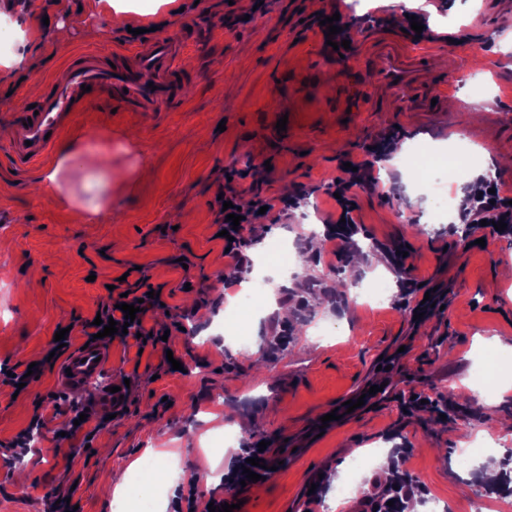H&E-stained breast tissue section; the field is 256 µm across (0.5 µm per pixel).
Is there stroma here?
<instances>
[{
  "mask_svg": "<svg viewBox=\"0 0 512 512\" xmlns=\"http://www.w3.org/2000/svg\"><path fill=\"white\" fill-rule=\"evenodd\" d=\"M135 27L154 25L187 43L176 67L187 81L184 101L154 116L111 112L98 104L76 113L65 132L84 153L68 187L78 200L99 203L93 220L78 218L42 182V168L23 170L0 140V366L23 372L40 363L38 379L23 392L0 382V512H44L48 500L65 495L80 512H114L112 475L145 456L177 447L179 469L210 462L215 496L241 497L242 512H319L306 489L322 482L335 494L354 452L398 444L397 466L412 480L416 499L425 495L468 512V474L458 432L474 435L491 424L488 401L475 398L453 419H436L402 407L399 394L446 396L449 386H472L482 339L512 345V275L501 270L512 259V236L485 228V246L461 239L447 221L430 223L429 201L413 197L402 172L389 170L372 193L356 190L358 242L375 245L389 290L380 305L358 297L323 299L322 290L353 263V251L334 255L322 241L305 252L312 270L302 286L281 288L277 303L294 320L277 315L257 333L265 357L243 358L226 346L224 273L228 259L216 238L217 194L235 188L243 202L298 196L288 214L271 212L264 237L246 227V252L262 260L267 246L284 242L302 251L308 225L335 219L328 186L340 177L337 151L364 156L380 134L401 126L414 146L460 145L468 153L487 148L505 163L495 175L512 187V108L484 112L479 102L507 94L512 70L492 74L489 57L512 60V0H426L421 23L439 46L428 63L445 76L449 53L464 60L448 101L468 107L441 112H379L387 90L351 96L350 65L326 60L316 50L312 19L329 0H172L153 8ZM394 0H359L345 7L363 32L387 27L398 35ZM243 18L228 29L226 16ZM0 17L19 37L12 49L21 64H0V128L12 113L38 101L46 79L68 58L92 47L120 46L126 25L92 0H0ZM63 36H56V29ZM287 118L285 133L276 123ZM140 268L163 305L147 326L166 331L165 346L143 353L120 340L107 345L111 368L93 389L69 394L56 384L60 360L49 359L59 328L72 326V346L84 343L83 320L108 299L107 283ZM416 280L434 292L441 307L412 320L415 305L404 284ZM289 325L287 346L271 350L277 331ZM216 328L210 342L200 341ZM183 368L161 369L165 352ZM119 386L124 409L103 422L97 391ZM221 410L257 414L264 421L257 439L269 442L279 466L272 477L242 488L225 486L229 459L214 447L205 416L212 397ZM361 407L322 423L326 410L349 400ZM88 411L96 433L91 442L64 435L73 407ZM44 425L25 453L12 456L6 443L28 428L34 414Z\"/></svg>",
  "mask_w": 512,
  "mask_h": 512,
  "instance_id": "35a3bbf8",
  "label": "stroma"
}]
</instances>
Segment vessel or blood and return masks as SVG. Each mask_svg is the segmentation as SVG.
<instances>
[{
    "label": "vessel or blood",
    "instance_id": "b4317fda",
    "mask_svg": "<svg viewBox=\"0 0 512 512\" xmlns=\"http://www.w3.org/2000/svg\"><path fill=\"white\" fill-rule=\"evenodd\" d=\"M340 31L333 39L318 37L321 54H332L333 43L349 41L345 61L363 59L364 67L350 87L359 93L362 86L391 88L400 109L405 112L431 111L432 100L446 93L441 81L423 77V58L434 42L429 36H417L407 30L400 39L379 34L367 45H359L347 26L339 20ZM185 48L171 35H152L143 40L104 52L89 49L79 54L60 75L47 80L45 91L35 109L14 112L0 139L14 165L33 168L44 164L57 141L68 127L74 113L100 100H107L132 112L157 114L169 111L181 101L187 87L175 78V61ZM151 74L144 83L143 74ZM110 368V355L99 342L68 352L57 373V387L68 393L91 386Z\"/></svg>",
    "mask_w": 512,
    "mask_h": 512
}]
</instances>
